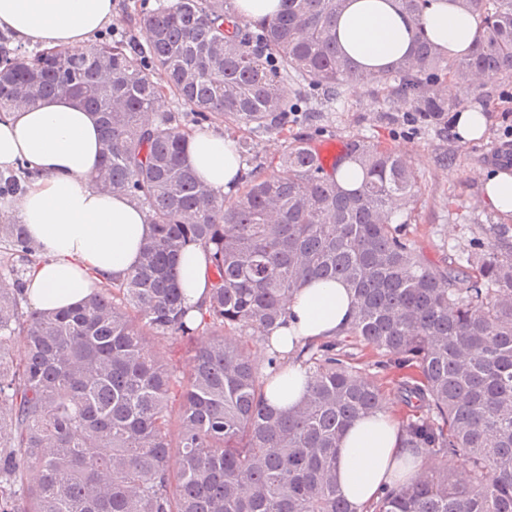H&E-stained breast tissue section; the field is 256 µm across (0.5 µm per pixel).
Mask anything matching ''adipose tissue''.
<instances>
[{
  "mask_svg": "<svg viewBox=\"0 0 512 512\" xmlns=\"http://www.w3.org/2000/svg\"><path fill=\"white\" fill-rule=\"evenodd\" d=\"M113 0H0V32L24 45L83 54L111 23ZM342 49L364 70L386 68L410 54L424 34L443 54L469 55L479 18L456 0H426L410 20L396 0H348L336 22ZM97 116L71 98L34 106L21 101L0 114V171L22 165L33 171L23 193L4 213L25 225L40 252L29 266L24 294L41 312L73 308L96 289L125 277L137 263L152 226L144 208L123 193L92 182L100 159ZM185 158L198 177L220 194L235 191L241 174L235 142L219 129H195L186 136ZM188 316L200 321L212 286L211 260L198 246L179 258ZM353 294L337 281L305 282L286 303L285 328L261 352L295 356L307 343L344 335ZM308 374L288 364L265 386L270 406L288 410L306 395ZM421 460L403 447L400 426L386 408L357 418L344 433L336 482L353 512H367L385 489L412 483Z\"/></svg>",
  "mask_w": 512,
  "mask_h": 512,
  "instance_id": "obj_1",
  "label": "adipose tissue"
}]
</instances>
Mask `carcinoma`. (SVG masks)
I'll use <instances>...</instances> for the list:
<instances>
[{"mask_svg":"<svg viewBox=\"0 0 512 512\" xmlns=\"http://www.w3.org/2000/svg\"><path fill=\"white\" fill-rule=\"evenodd\" d=\"M283 2L256 23L230 0L161 3L140 18L141 56L94 44L110 82L83 55L0 57V112L23 99L20 88H35L23 99L35 105L72 83L101 126L94 183L142 202L154 228L127 276L73 309L28 312L23 282L0 288V512H352L335 481L338 442L386 398L351 366L349 338L405 370L403 447L465 472L427 465L373 512H512V243L481 244L464 265L429 264L392 226L417 200L411 161L363 138L328 169L298 139L278 169L242 173L229 200L185 163V128L162 109L171 95L198 127L279 134L302 99L375 84L419 124H441L459 108L445 80L512 77V0H459L481 20L467 58L420 34L377 73L332 33L346 0ZM345 159L365 172L353 192L335 178ZM0 242L34 253L22 224H0ZM190 244L209 250L213 272L196 326L179 288ZM312 278L351 288L352 320L345 338L300 351L307 396L276 411L248 341L285 326L286 299ZM149 336L203 339L186 376L147 349Z\"/></svg>","mask_w":512,"mask_h":512,"instance_id":"carcinoma-1","label":"carcinoma"}]
</instances>
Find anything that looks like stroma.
<instances>
[{"label": "stroma", "mask_w": 512, "mask_h": 512, "mask_svg": "<svg viewBox=\"0 0 512 512\" xmlns=\"http://www.w3.org/2000/svg\"><path fill=\"white\" fill-rule=\"evenodd\" d=\"M157 6L158 0H116L111 27L103 31V38L117 37L128 52H139L144 46L139 18ZM485 85L487 95L473 93L464 100L467 108L480 109L488 118L479 142H463L455 132L442 134L432 127L408 130L387 89L365 86L323 109L318 125L302 120L285 133L252 137L256 162L269 167L297 138L311 139L318 146L364 137L406 154L418 175L419 198L413 209L397 214L394 221L433 266L446 267L476 244L500 235L512 240V223L496 218L482 198L487 173L504 168L505 156L512 154V142L503 134L512 126V80L489 79ZM378 360L375 350L355 346V367L380 385L394 414L404 416L407 409L396 390L402 372L383 370Z\"/></svg>", "instance_id": "stroma-1"}]
</instances>
